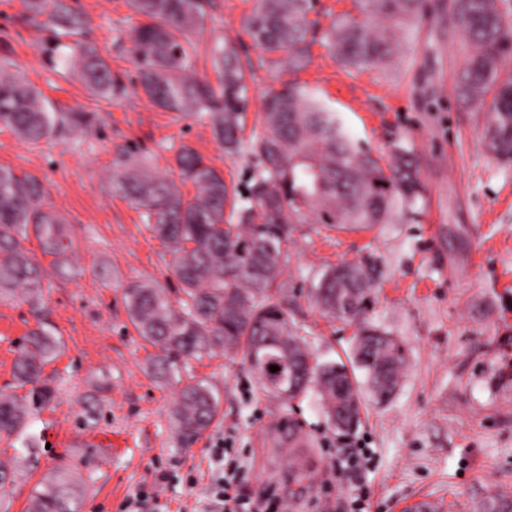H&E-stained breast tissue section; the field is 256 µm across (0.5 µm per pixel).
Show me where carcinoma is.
I'll return each mask as SVG.
<instances>
[{
    "label": "carcinoma",
    "instance_id": "carcinoma-1",
    "mask_svg": "<svg viewBox=\"0 0 512 512\" xmlns=\"http://www.w3.org/2000/svg\"><path fill=\"white\" fill-rule=\"evenodd\" d=\"M208 0H130L143 21L131 36L135 82L168 112H189L209 119L212 133L227 152L243 146L247 109L246 70L229 42L212 50L217 81L200 82L188 74L198 42L192 35L205 25ZM31 20L44 18L55 41L65 47L58 61L74 65L89 88L111 94L107 61L84 39L81 15L67 0H24ZM426 0H363L365 17L330 24L326 47L355 70L388 67L402 51V35L423 14ZM451 13L467 37V59L458 72L455 95L469 111L485 112L487 150L512 161V78L501 68L512 58V15L500 0H451ZM311 0H255L248 27L263 61L285 64L288 74L303 70L310 56L315 21ZM261 134L248 139L259 163L246 192L229 185L224 175L193 148L176 155L179 180L156 171L135 145L116 147L112 160L113 192L142 211L150 231L166 246L180 296L171 299L156 282L135 281L123 289L128 319L144 341L158 350L154 367L167 381L217 350L248 361L252 346L271 340L266 351L279 356L283 345L291 365L302 370L300 384L274 390L257 372L260 392L294 401L310 393L321 402L327 421L337 428L343 412L360 423V395L354 369L363 371L377 402L396 390L407 364L406 348L367 323L373 302V263L343 264L326 270L312 296L329 317L358 325L351 366L315 361L303 328L283 305L278 280L288 263V225L314 212L320 224L369 228L388 224L394 213L412 209L423 186L413 149L405 140L391 143L389 158L373 155L353 138L342 119L316 92L292 79L268 91ZM0 125L21 138L38 142L66 127H87L83 112L61 116L50 111L42 94L22 77L0 70ZM194 188L193 196L183 187ZM42 254L53 257L59 273L72 241L65 218L46 204L42 182L30 174L0 167V299L22 290L42 288L34 257L22 246L29 232ZM56 346L50 328L32 331L13 366L19 395L0 391V435L27 428L51 398L41 382ZM219 399L202 380L188 378L172 409L179 435L203 434L217 415ZM79 467L62 464L33 490L30 512H79L84 490ZM512 499L495 494L482 512H504Z\"/></svg>",
    "mask_w": 512,
    "mask_h": 512
}]
</instances>
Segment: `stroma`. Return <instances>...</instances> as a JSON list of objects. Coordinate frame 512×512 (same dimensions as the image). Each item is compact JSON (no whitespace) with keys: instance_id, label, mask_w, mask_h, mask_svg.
I'll use <instances>...</instances> for the list:
<instances>
[{"instance_id":"35a3bbf8","label":"stroma","mask_w":512,"mask_h":512,"mask_svg":"<svg viewBox=\"0 0 512 512\" xmlns=\"http://www.w3.org/2000/svg\"><path fill=\"white\" fill-rule=\"evenodd\" d=\"M69 3L124 84L122 94L103 98L79 74L61 75L43 53L49 31L29 19L23 0H0V61L58 109L93 119L92 130L37 144L0 127V166L41 179L72 239L69 274L41 259L40 315L22 298L0 300V388L11 384L18 349L38 323L59 340L43 371L53 401L26 434L0 435V464L13 463L26 436L41 446L12 490L9 512H28L36 484L66 461L82 462L91 478L81 512H125L156 485L168 512H214L212 488L226 472L235 473L244 499L265 496L279 512H351L357 485L368 494V512H406L422 502L432 512H479L491 495L512 496V162L487 152L486 114L456 100L465 35L448 0H428L387 71L346 68L323 44L334 19L358 15L356 0H312L314 43L297 75L374 154H387L399 138L414 149L424 185L417 210L368 230L330 228L310 216L290 223L281 278L288 312L311 349L320 360L344 361L355 328L324 316L309 290L327 268L370 258L369 321L407 348L397 391L384 404L366 403L356 431L344 436L315 395L289 404L265 397L247 363L218 351L188 370L219 398L210 428L188 442L170 416L180 386L152 376L155 350L129 323L122 299L137 280L173 289L178 281L140 210L112 190L114 150L137 144L171 176L186 144L240 187L257 161L225 152L207 119L165 111L136 86L129 37L140 18L129 0ZM253 7L254 0H209L190 68L196 79L215 81L210 49L226 41L251 62L249 136L261 132L263 99L276 85L246 27ZM359 448L371 458L368 468L341 469L342 456Z\"/></svg>"}]
</instances>
